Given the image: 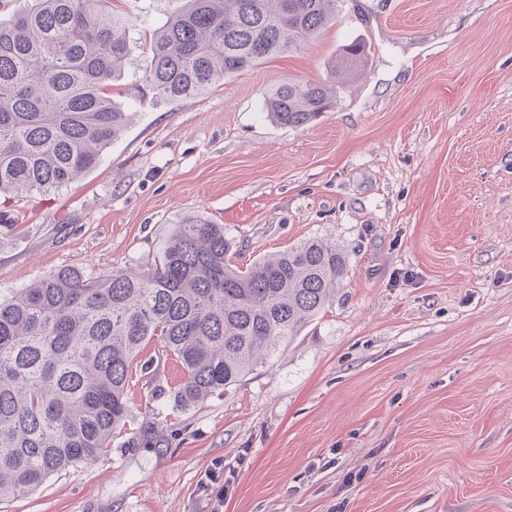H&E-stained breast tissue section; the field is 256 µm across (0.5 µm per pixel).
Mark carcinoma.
<instances>
[{"mask_svg": "<svg viewBox=\"0 0 512 512\" xmlns=\"http://www.w3.org/2000/svg\"><path fill=\"white\" fill-rule=\"evenodd\" d=\"M106 0H31L0 21V195L45 192L96 167L128 114L112 81L128 63L122 17ZM150 48L157 98L187 101L224 78L301 47L336 18V0H181ZM346 46L330 81L357 70ZM333 102L325 82H286L265 97L277 124L300 127ZM224 225L176 224L153 271L87 277L59 269L0 295V500L96 459L129 416L128 378L146 344L175 358V398L199 404L237 384L329 303L342 250L307 240L240 268Z\"/></svg>", "mask_w": 512, "mask_h": 512, "instance_id": "cac0c4a2", "label": "carcinoma"}]
</instances>
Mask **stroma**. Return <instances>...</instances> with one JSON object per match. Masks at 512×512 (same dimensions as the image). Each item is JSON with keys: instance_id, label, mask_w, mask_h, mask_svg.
<instances>
[{"instance_id": "1", "label": "stroma", "mask_w": 512, "mask_h": 512, "mask_svg": "<svg viewBox=\"0 0 512 512\" xmlns=\"http://www.w3.org/2000/svg\"><path fill=\"white\" fill-rule=\"evenodd\" d=\"M129 62L132 118L98 165L9 200L0 292L61 268L148 272L175 224L223 225L246 266L303 240L336 244V293L271 365L185 408L173 357L134 372L108 453L0 512H512V0H339L298 50L191 101L146 83L173 0H107ZM357 76L299 128L261 102ZM366 55V46L353 42L346 46L340 63L330 72V81L342 83L357 70ZM327 82H286L273 88L265 97L263 108L277 124L300 127L326 112L333 102Z\"/></svg>"}]
</instances>
